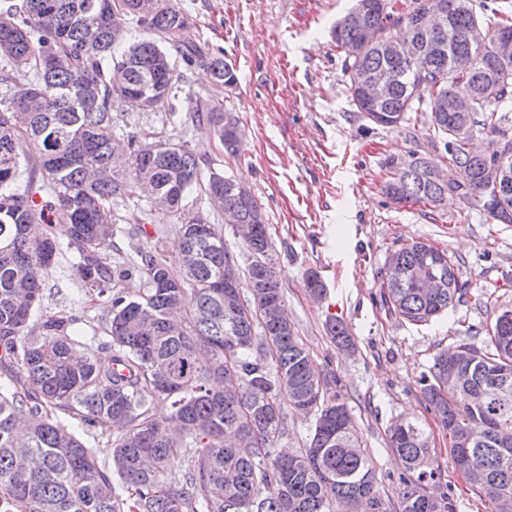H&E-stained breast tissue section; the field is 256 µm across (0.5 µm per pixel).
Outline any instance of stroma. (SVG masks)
Instances as JSON below:
<instances>
[{
  "label": "stroma",
  "instance_id": "stroma-1",
  "mask_svg": "<svg viewBox=\"0 0 512 512\" xmlns=\"http://www.w3.org/2000/svg\"><path fill=\"white\" fill-rule=\"evenodd\" d=\"M196 40L224 55L237 74L232 89L215 90L206 63L175 61L180 90L170 104L132 113L117 137L141 131L147 141L188 142L210 152L226 174L245 182L262 203L275 244L289 319L317 370L335 372L359 432L376 465L381 492L397 498L404 467L389 448L386 426L398 417L420 422L431 433L441 483L455 512H492L456 470L434 414L425 407L420 375L434 354L465 341L468 327L512 309V224H496L456 195L437 208L398 204L382 188L391 177L389 157L418 152L441 162L442 146L429 115L414 112L405 131L376 126L356 112L349 93L344 55L330 37L351 0H175ZM193 92L234 112L245 132L241 156L228 155L210 127L182 128L170 113H183L184 94ZM425 241L448 249L459 261L464 295L426 325L388 312L380 299L387 253ZM74 256L62 250L46 283L47 309L80 308L83 292L65 271ZM327 284L322 301L305 290L309 270ZM344 322L355 343L343 352L326 324Z\"/></svg>",
  "mask_w": 512,
  "mask_h": 512
}]
</instances>
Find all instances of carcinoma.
<instances>
[{"mask_svg":"<svg viewBox=\"0 0 512 512\" xmlns=\"http://www.w3.org/2000/svg\"><path fill=\"white\" fill-rule=\"evenodd\" d=\"M443 0H353L331 37L345 56L356 111L371 123L399 129L407 113H430L448 163L460 179L442 184L433 162L415 153L392 157L383 193L396 203L437 205L457 194L500 224H512V187L498 199L485 170L512 160L504 111L512 107V54L498 51L512 34V14L496 10L485 22L473 0H459L440 44L416 26ZM129 14L143 35L112 25ZM412 33L398 39L392 30ZM479 27L485 38L470 41ZM418 48L408 60L384 43ZM173 48L190 67L207 56L173 0H0V512H454L439 492L441 472L431 434L417 421L387 427L389 447L405 463L398 502L380 492L376 466L342 386L317 373L285 311L284 291L262 204L241 198L236 180L187 143H142L128 135L129 154L117 163L116 100L151 112L176 95ZM474 67L459 71L457 56ZM218 89L237 84L220 56L207 62ZM387 72L393 81L376 101L363 78ZM470 97L467 120L450 111ZM193 121L209 124L232 156L238 122L209 100L189 99ZM489 137L485 153L467 148L463 125ZM145 223L163 208L178 221L179 254L168 258L157 227L153 245L128 256L115 245L114 210L143 185ZM199 190L224 204L241 238L245 265L229 250L222 227L186 208ZM74 251L66 277L106 300L103 316L43 310L44 290L61 246ZM394 270L381 284L388 310L413 324L440 316L460 295L458 259L422 241L390 250ZM305 288L326 294L316 270ZM103 333L111 351L102 365L84 341ZM485 347L460 343L440 350L422 394L442 429L455 466L482 472L472 488L494 512L508 498L512 512V309L475 330ZM337 347L352 342L332 320ZM165 400L160 419L153 404ZM313 416L303 447L282 451L285 408ZM106 438L110 466L76 433ZM183 460L174 473L170 462ZM123 484L116 492L114 479Z\"/></svg>","mask_w":512,"mask_h":512,"instance_id":"carcinoma-1","label":"carcinoma"}]
</instances>
